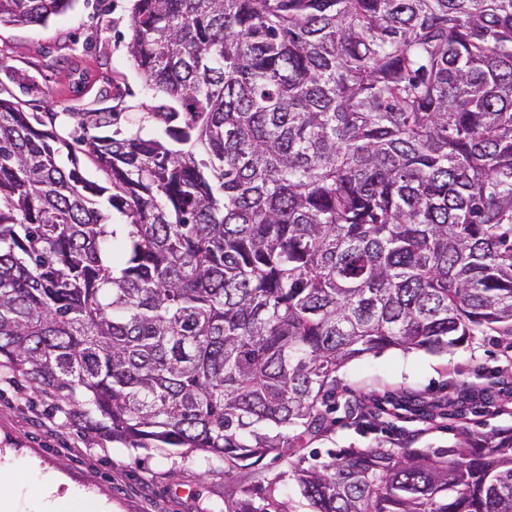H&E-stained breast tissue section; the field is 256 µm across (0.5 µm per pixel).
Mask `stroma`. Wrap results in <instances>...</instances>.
<instances>
[{
    "label": "stroma",
    "mask_w": 512,
    "mask_h": 512,
    "mask_svg": "<svg viewBox=\"0 0 512 512\" xmlns=\"http://www.w3.org/2000/svg\"><path fill=\"white\" fill-rule=\"evenodd\" d=\"M130 0H75L64 15L43 26L0 23V48L9 66L29 70L32 85L16 84L0 71V94L27 112L105 108L119 115L122 135L156 134L153 111L162 104L128 53ZM79 64L90 72L83 92L69 87L67 71ZM498 336H474L448 353L389 349L345 364L343 390L327 418L325 436L303 443L307 463L329 453L377 446L406 448L447 445L458 421L482 432L512 427V368ZM445 403L460 418L433 420L419 403ZM47 404L18 374L0 368V451L12 448L45 470L104 498L112 512H224L241 495L239 473H225L221 460L169 448H122L80 425L50 421ZM264 481L254 484L255 503L274 496L307 512L291 478L290 457L259 460Z\"/></svg>",
    "instance_id": "obj_1"
}]
</instances>
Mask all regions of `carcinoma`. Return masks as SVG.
<instances>
[{
    "instance_id": "1",
    "label": "carcinoma",
    "mask_w": 512,
    "mask_h": 512,
    "mask_svg": "<svg viewBox=\"0 0 512 512\" xmlns=\"http://www.w3.org/2000/svg\"><path fill=\"white\" fill-rule=\"evenodd\" d=\"M128 49L188 149L0 97V367L59 412L256 476L350 360L512 338V0H133ZM293 473L312 512H512V430Z\"/></svg>"
}]
</instances>
